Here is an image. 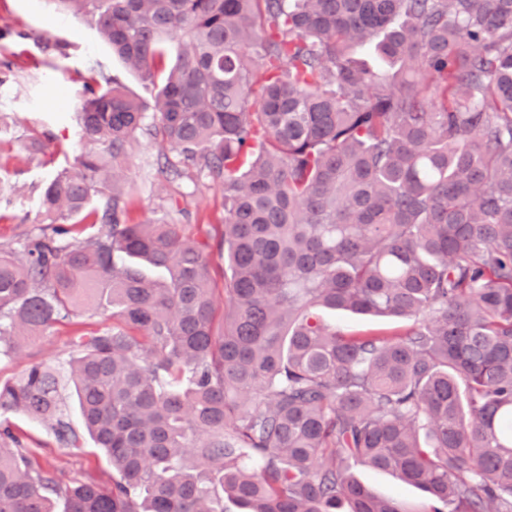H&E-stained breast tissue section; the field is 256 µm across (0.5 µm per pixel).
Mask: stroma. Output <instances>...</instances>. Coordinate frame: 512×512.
Instances as JSON below:
<instances>
[{
    "label": "stroma",
    "instance_id": "35a3bbf8",
    "mask_svg": "<svg viewBox=\"0 0 512 512\" xmlns=\"http://www.w3.org/2000/svg\"><path fill=\"white\" fill-rule=\"evenodd\" d=\"M93 65L139 98L152 100V84L113 57L91 17L57 14L46 0H0V247L20 246L38 233L46 186L58 169L73 165L87 151L77 113ZM35 138L43 142V151L31 150ZM162 162L161 149L147 132L130 140L114 177L131 198L129 223L162 218L189 235L207 230L219 236L224 222L221 187L192 173L162 175ZM65 339L64 327L57 326L27 340L17 358L0 362V381L36 360H68ZM9 420L31 448L34 465L65 469L70 478L108 480L110 466L91 439H84L82 450L73 454L26 417L13 414ZM354 475L373 494L399 501L405 512H429L427 493L391 474L358 467Z\"/></svg>",
    "mask_w": 512,
    "mask_h": 512
}]
</instances>
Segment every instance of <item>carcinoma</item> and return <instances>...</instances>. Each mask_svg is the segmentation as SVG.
Wrapping results in <instances>:
<instances>
[{"mask_svg": "<svg viewBox=\"0 0 512 512\" xmlns=\"http://www.w3.org/2000/svg\"><path fill=\"white\" fill-rule=\"evenodd\" d=\"M49 2L157 92L86 85L103 152L0 248V359L57 324L72 352L0 382V415L112 468L65 485L0 420V512H403L357 466L430 512H512V0ZM142 130L223 188L219 239L127 223L111 179ZM325 324L345 334H361L376 330L400 328L404 323L379 319L371 316L354 315L344 311H322ZM357 480L373 494L383 498H394L409 512H428L432 505L427 493L414 486L398 481L391 474L372 469H354Z\"/></svg>", "mask_w": 512, "mask_h": 512, "instance_id": "carcinoma-1", "label": "carcinoma"}]
</instances>
